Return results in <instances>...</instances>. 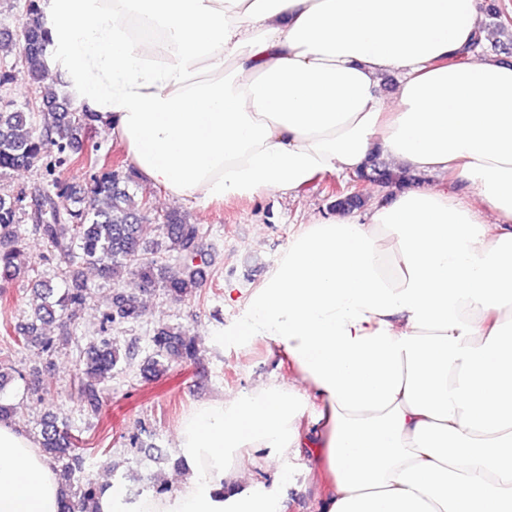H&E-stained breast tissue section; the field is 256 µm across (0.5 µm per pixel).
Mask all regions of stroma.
Wrapping results in <instances>:
<instances>
[{
	"label": "stroma",
	"mask_w": 512,
	"mask_h": 512,
	"mask_svg": "<svg viewBox=\"0 0 512 512\" xmlns=\"http://www.w3.org/2000/svg\"><path fill=\"white\" fill-rule=\"evenodd\" d=\"M23 5L24 0H0V65L18 60L15 31ZM331 181L326 175L292 194L270 191L207 206L178 204L163 198L161 190L134 186L135 198H149L153 211L176 210L200 225L206 280L196 296L182 301L159 290L140 294L145 307L142 318L118 333L120 345L134 346L135 355L118 364L96 414L81 406L77 368L90 342L99 340L101 316L118 287L92 267H84L92 295L76 322L57 321L42 328L46 336L68 334V344L47 353L34 343H15L17 327L30 320L33 283L46 280L62 287L61 275L68 265L35 233L31 220H24L33 269L0 295V365L22 373L7 389L16 406L15 425L39 436L41 421L49 413L80 434L84 466L75 483L65 485L68 495H75L88 478L121 480L133 497L159 483L176 485L175 434L184 416L202 401L250 389L274 375H287L281 355L268 343L258 341L244 349L226 340L219 348L211 339L223 336L240 319L247 298L277 266L301 226L329 214ZM228 288L234 289V300H226ZM161 327L195 337L197 354L191 360L174 361L163 376L147 380L141 367L151 352L149 338ZM27 377L38 379L39 391L27 390L23 383ZM283 465L294 478L283 490L287 512H319L318 489L307 475L308 459L292 456Z\"/></svg>",
	"instance_id": "1"
}]
</instances>
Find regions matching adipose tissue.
<instances>
[{
  "label": "adipose tissue",
  "instance_id": "adipose-tissue-1",
  "mask_svg": "<svg viewBox=\"0 0 512 512\" xmlns=\"http://www.w3.org/2000/svg\"><path fill=\"white\" fill-rule=\"evenodd\" d=\"M40 8L48 67L172 201L294 192L376 144L476 190L404 187L302 225L231 330L274 345L288 378L201 402L177 431V488L132 499L114 483L100 512H286L280 463L300 455L320 512H512V64L456 63L492 38L477 0ZM269 467L257 492L247 472ZM62 495L37 442L1 421L0 512H60Z\"/></svg>",
  "mask_w": 512,
  "mask_h": 512
}]
</instances>
